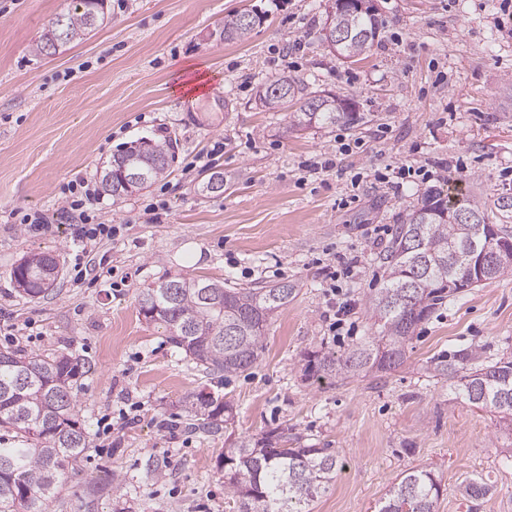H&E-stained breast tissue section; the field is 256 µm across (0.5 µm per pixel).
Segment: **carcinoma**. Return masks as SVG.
Returning <instances> with one entry per match:
<instances>
[{
  "label": "carcinoma",
  "instance_id": "obj_1",
  "mask_svg": "<svg viewBox=\"0 0 512 512\" xmlns=\"http://www.w3.org/2000/svg\"><path fill=\"white\" fill-rule=\"evenodd\" d=\"M50 20L36 45L39 55H54L68 44L85 39L103 24L97 0H72ZM262 16L245 19L238 12L224 17L217 40L243 42ZM336 24L346 32L339 56L358 62L379 36L377 13L344 11ZM301 99L292 113L299 130L336 124L357 125L364 114L354 95L339 98L343 108L325 104L322 93L307 92L300 78L283 75L262 83L259 104L276 109ZM173 159L170 145L141 137L113 157L102 177V188L119 202L162 177ZM457 199L442 190L426 191L397 225L380 253L382 286L369 294L365 311L376 330L347 353L309 355L323 375L347 380L391 371L404 363L406 346L415 329L448 297L476 288L488 280L512 274V259L497 262L486 274L465 266L466 255L482 252L486 241L470 226L456 221ZM45 255L25 258L12 271L23 297L39 299L48 293L41 275L52 276L58 263L44 265ZM294 288L286 283L261 288L229 287L203 278L162 280L139 292V313L163 324L167 341L185 352L209 374L244 373L257 362L269 322L290 302ZM434 376L457 380L472 406L497 413L512 426V360L484 361L472 350L453 362L431 361ZM87 371L82 359L58 354H19L0 349V428L15 439L0 441V512H50L66 474L89 451L88 429L79 418L74 384ZM190 426L207 432L229 430L234 405L224 398L195 390L180 400ZM225 484L238 498L239 512H312L313 503L336 477L338 457L331 448L306 444L288 427H275L230 443L220 461ZM441 483L423 468L402 474L386 493L377 512H437Z\"/></svg>",
  "mask_w": 512,
  "mask_h": 512
}]
</instances>
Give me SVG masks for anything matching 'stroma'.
Returning <instances> with one entry per match:
<instances>
[{
	"mask_svg": "<svg viewBox=\"0 0 512 512\" xmlns=\"http://www.w3.org/2000/svg\"><path fill=\"white\" fill-rule=\"evenodd\" d=\"M326 2L107 0L88 39L38 55L68 0H0V321L22 329L0 334V349L69 353L90 366L75 392L91 447L52 512H238L219 467L224 434L190 430L179 405L201 388L233 402L234 437L287 425L338 452L336 479L313 512H375L397 476L422 467L441 479L437 512H512V434L430 370L463 350L512 355V275L448 298L394 370L334 382L309 372L306 358L343 355L373 333L364 300L382 284L377 255L427 190L459 187L512 228V209L499 207L512 201V18L500 0H375L384 26L365 60L350 64L320 40ZM251 9L265 18L246 41L216 40L225 16ZM287 73L314 91L356 95L370 122L293 130L290 110L256 103L260 80ZM200 76L209 81L201 97L183 91ZM144 136L172 140L165 177L99 203L120 234L94 254L128 281L74 284L79 250L56 214L60 189L79 175L101 178L121 146ZM210 150V166L187 170ZM327 158L329 169L304 167ZM404 164L433 177L385 182ZM215 171L220 193L205 188ZM150 204L159 223L145 221ZM13 211L51 222L33 232L7 223ZM40 253L61 272L32 301L11 272ZM178 275L294 286L253 368L217 381L140 315L138 290ZM345 301L348 325L330 332L331 308ZM132 405L137 423L103 433L104 415ZM472 479L488 484L485 498L463 497Z\"/></svg>",
	"mask_w": 512,
	"mask_h": 512,
	"instance_id": "stroma-1",
	"label": "stroma"
}]
</instances>
